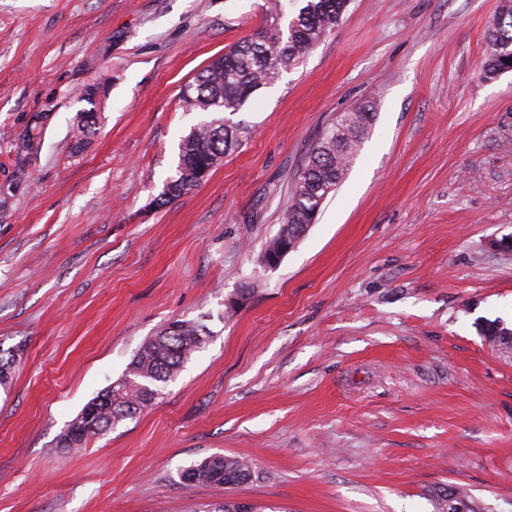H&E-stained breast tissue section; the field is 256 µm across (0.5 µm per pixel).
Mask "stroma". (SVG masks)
I'll return each mask as SVG.
<instances>
[{
  "label": "stroma",
  "mask_w": 512,
  "mask_h": 512,
  "mask_svg": "<svg viewBox=\"0 0 512 512\" xmlns=\"http://www.w3.org/2000/svg\"><path fill=\"white\" fill-rule=\"evenodd\" d=\"M293 3L0 0V512H434L447 486L512 512V348L478 331L512 328V72L481 75L500 0H351L232 115L240 146L155 204L203 118L183 86ZM371 97L346 177L265 267L308 149ZM177 319L210 336L163 398L57 448ZM212 455L255 474L182 483Z\"/></svg>",
  "instance_id": "stroma-1"
}]
</instances>
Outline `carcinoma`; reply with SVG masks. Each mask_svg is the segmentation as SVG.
Here are the masks:
<instances>
[{
  "label": "carcinoma",
  "mask_w": 512,
  "mask_h": 512,
  "mask_svg": "<svg viewBox=\"0 0 512 512\" xmlns=\"http://www.w3.org/2000/svg\"><path fill=\"white\" fill-rule=\"evenodd\" d=\"M289 21L287 32L273 30L247 37L201 69L194 81L186 84L180 102L190 111L205 112L210 118L196 124L179 143L175 174L163 186L156 202L165 205L187 194L200 184L201 176L219 164L224 155L241 143L239 126L229 124L224 113L240 111L248 98L268 84L281 70L290 68L336 30L350 0H304ZM489 52L483 77L493 79L512 71V0L503 4L487 33ZM375 102L366 100L322 133L309 149L294 174L291 196L283 215L280 232L291 233L314 223L326 190H335L344 179L360 143L374 121ZM96 125V113L78 115L75 137L83 139ZM488 341L509 346L503 337L512 328L501 321L479 326ZM209 332L201 322L174 320L147 340L127 364L122 379L98 393L71 420L59 435L57 447L81 448L107 433L119 422L134 417L151 405L166 386L174 381L184 363L206 343ZM16 355H0V388L7 389L12 379ZM255 471L244 459L213 455L181 471L187 485L240 484ZM456 496L468 501L467 512H485L486 507L460 489L435 492V512H451L448 499Z\"/></svg>",
  "instance_id": "1"
}]
</instances>
